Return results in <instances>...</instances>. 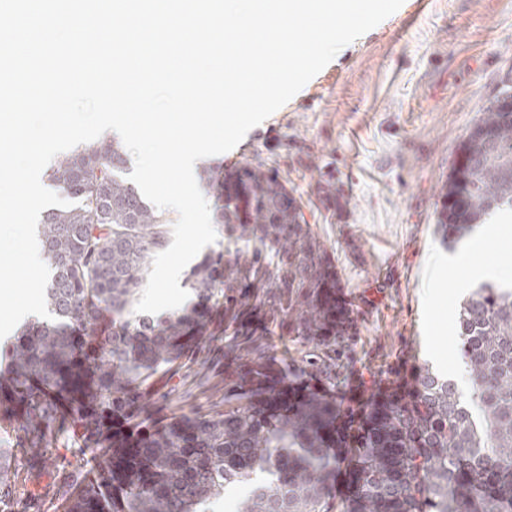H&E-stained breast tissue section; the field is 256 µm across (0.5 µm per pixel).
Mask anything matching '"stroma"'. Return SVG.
Instances as JSON below:
<instances>
[{"label": "stroma", "instance_id": "stroma-1", "mask_svg": "<svg viewBox=\"0 0 512 512\" xmlns=\"http://www.w3.org/2000/svg\"><path fill=\"white\" fill-rule=\"evenodd\" d=\"M512 89V0H404L343 47L291 100L220 155L277 176L336 266L355 330L342 337L341 408L394 388L411 358L457 379L456 319L483 269L512 266V222L493 240L444 244L442 185L488 103ZM225 341L207 337L160 365L144 417H193L235 378ZM67 488L0 512H64Z\"/></svg>", "mask_w": 512, "mask_h": 512}]
</instances>
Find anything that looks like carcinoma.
I'll use <instances>...</instances> for the list:
<instances>
[{"label":"carcinoma","instance_id":"1","mask_svg":"<svg viewBox=\"0 0 512 512\" xmlns=\"http://www.w3.org/2000/svg\"><path fill=\"white\" fill-rule=\"evenodd\" d=\"M479 123L512 155L511 122L486 111ZM469 149L466 208L439 212L449 244L512 209V169L484 159L475 141ZM128 164L104 137L49 170L75 205L45 211L37 228L51 318L29 321L0 368V422L19 437L17 447L0 440V500L28 491L18 450L35 485L68 447L82 476L64 512H207L232 487L243 489L238 512H333L327 489L340 458L331 449L342 446L360 460L351 512H512V289L481 283L459 311L471 401L421 365L408 392L346 421L333 399L345 366L336 337L346 333L331 299L336 267L303 214L276 200L285 185L250 163L234 177L205 167L227 245L190 272L191 307L134 318L147 258L167 247L170 220L124 178ZM217 316L226 354L252 356L227 385L224 410L184 423L138 419L153 371L185 338L208 335ZM261 336L319 348L300 367L314 382L291 404L277 401ZM114 416L129 422L139 453L120 476L103 466L90 479V463L112 455Z\"/></svg>","mask_w":512,"mask_h":512}]
</instances>
